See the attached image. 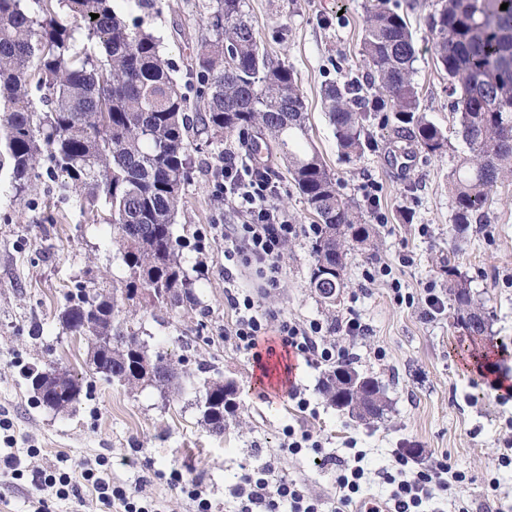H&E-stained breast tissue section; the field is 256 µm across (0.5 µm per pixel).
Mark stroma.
<instances>
[{
  "label": "stroma",
  "mask_w": 512,
  "mask_h": 512,
  "mask_svg": "<svg viewBox=\"0 0 512 512\" xmlns=\"http://www.w3.org/2000/svg\"><path fill=\"white\" fill-rule=\"evenodd\" d=\"M148 22L180 83L194 82L189 66L196 47L208 40L209 0H154ZM366 0H244L257 23L261 42L273 58L293 69L309 115L311 144L319 151L342 192L362 201L363 188L379 186L378 209L363 208L373 233L347 245L344 289L334 311H327L309 287L316 218L293 186L279 153L250 157L237 135L213 136L190 130L189 178L185 206L173 226L184 269L195 284L196 306L189 311L139 313L135 327L151 349L180 359L190 377L181 394L166 398L149 385L135 391L94 374L84 340L63 331L58 315L65 294L80 282H112L126 269L112 247L106 210L83 209L77 196L48 192L38 183L16 197L0 184V448L12 436L24 453L26 473L17 479L0 467V512H102L91 489L77 485L68 500L44 493L42 508L31 498L34 472L80 470L108 460L114 484L139 490L158 512H194L193 502L170 476L181 473L209 499L211 512H238L232 488L257 466L273 462L275 478L297 483L310 496L333 502L336 466L363 452L361 497L387 500L383 478L397 469L396 456L411 453L408 467L419 470L431 456H446L463 482L450 484L443 512L466 504L470 512H512V400L495 385L512 378V179L499 182L481 223L466 236L453 229L448 177L468 148L458 133L448 78L434 64L430 16L436 0H389L407 15L417 61L414 81L427 118L448 138L443 154L425 155L400 138L394 123L369 126L370 148L345 161L322 106L324 84L360 68L359 47ZM245 164L259 162L271 172L275 201L289 223L299 225L282 250L278 285L266 287L257 266L224 256L223 236L214 224H240L234 206L215 197L210 165L224 154ZM455 260L470 281L475 300L491 314L485 348L488 358L474 362L470 341L448 314L429 315L424 305L397 303L391 290L419 293L432 286L447 292L445 266ZM390 275H379L381 264ZM249 294L274 318L300 324L319 322L325 340L347 347L359 371L387 388L390 409L384 419L364 425L329 405L319 391L324 363L304 362L281 346L253 358L224 337L235 320L228 293ZM367 326L353 338L339 328L348 312ZM275 378L295 382L309 402L300 409L289 397H259L253 379L259 364ZM68 367L83 380L71 412L56 414L35 403L25 379L28 370ZM237 386L236 420L223 435L200 423L195 389L201 367ZM306 430L317 448L292 454L288 429Z\"/></svg>",
  "instance_id": "stroma-1"
}]
</instances>
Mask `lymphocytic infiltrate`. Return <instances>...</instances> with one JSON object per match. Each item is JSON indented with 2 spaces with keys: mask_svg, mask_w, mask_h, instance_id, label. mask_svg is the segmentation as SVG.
Returning a JSON list of instances; mask_svg holds the SVG:
<instances>
[{
  "mask_svg": "<svg viewBox=\"0 0 512 512\" xmlns=\"http://www.w3.org/2000/svg\"><path fill=\"white\" fill-rule=\"evenodd\" d=\"M210 173L216 195L233 201L245 217L244 223L224 228L225 241L230 242L232 253L268 271L267 284L275 286L281 248L298 229L276 205L267 170L241 165L235 156L228 155ZM229 302L237 316L227 334L240 349H257L262 339L272 333L286 352L308 361L318 358L336 364L349 357L343 346L319 341L320 324L302 326L283 319L273 327L267 315L255 310L251 297L233 295ZM447 471V463L437 461L402 480L387 476V483L393 487L389 502L394 512H425L426 506L435 502L437 492L447 490ZM106 473L102 466L77 472L58 469L33 479L32 486L38 492L54 489L58 497L66 499L76 484L82 483L96 492L98 501L110 512H156L152 502L137 492L112 485ZM273 473L272 465L267 463L243 476L234 490L241 512H324L322 501L309 496L296 483L274 479Z\"/></svg>",
  "mask_w": 512,
  "mask_h": 512,
  "instance_id": "f902f5d3",
  "label": "lymphocytic infiltrate"
}]
</instances>
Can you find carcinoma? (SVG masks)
<instances>
[{"mask_svg":"<svg viewBox=\"0 0 512 512\" xmlns=\"http://www.w3.org/2000/svg\"><path fill=\"white\" fill-rule=\"evenodd\" d=\"M114 2L0 0V178L22 196L45 176L60 195L74 192L86 208L108 211L126 276L108 288L76 284L59 321L66 333L87 340L94 373L130 390L147 382L166 397L183 390L180 361L157 352L153 376L140 375L150 347L127 307L137 301L159 310L195 305L173 242L188 176L190 98L202 130L272 141L287 161L294 187L317 218L309 288L327 309L336 302L324 289L334 284L321 275L345 274L346 243L368 240L373 228L309 145L295 73L262 47L243 0H211L212 38L196 51L197 84L190 88L171 76L145 17L130 22ZM431 25L434 59L451 82L469 149L448 178L453 224L462 234L493 187L512 176V0H438ZM360 57L365 79L352 75L322 90L341 154L349 161L360 157L370 146L366 123L390 113L416 147L442 153L447 138L422 112L413 79L410 22L387 0L367 9ZM446 273L453 324L474 340L487 335L489 315L472 297L470 282L454 266ZM352 365L322 372L319 391L335 407L345 393L339 372ZM40 378L46 388L34 397L45 408L64 413L79 399L82 385L68 369L52 366ZM197 393L199 400L215 399L201 412V424L224 434L236 407L235 384L205 379ZM361 398L364 411L353 419L384 418L388 400L379 381L371 380Z\"/></svg>","mask_w":512,"mask_h":512,"instance_id":"carcinoma-1","label":"carcinoma"}]
</instances>
